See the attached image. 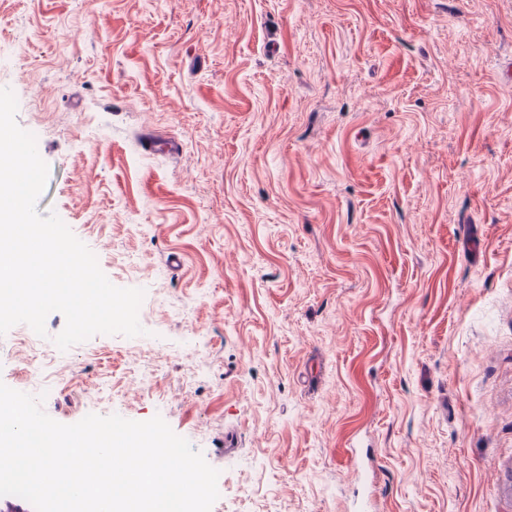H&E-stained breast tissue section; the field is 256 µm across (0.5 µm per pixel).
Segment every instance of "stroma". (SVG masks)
Segmentation results:
<instances>
[{"mask_svg":"<svg viewBox=\"0 0 512 512\" xmlns=\"http://www.w3.org/2000/svg\"><path fill=\"white\" fill-rule=\"evenodd\" d=\"M507 63L512 0H0L37 210L146 330L57 358L51 313L0 382L161 417L211 512H512Z\"/></svg>","mask_w":512,"mask_h":512,"instance_id":"35a3bbf8","label":"stroma"}]
</instances>
